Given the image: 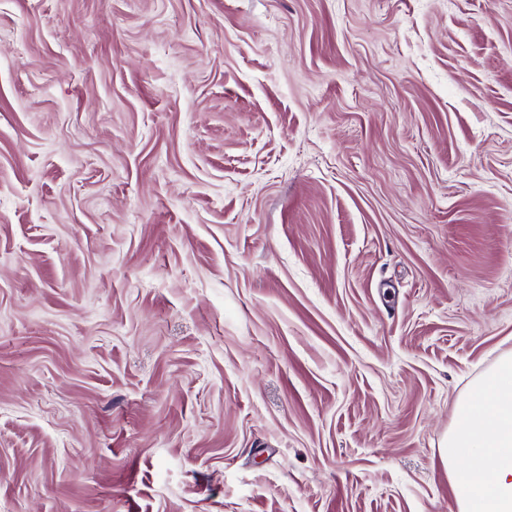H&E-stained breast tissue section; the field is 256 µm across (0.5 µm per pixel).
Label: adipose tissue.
<instances>
[{
  "mask_svg": "<svg viewBox=\"0 0 512 512\" xmlns=\"http://www.w3.org/2000/svg\"><path fill=\"white\" fill-rule=\"evenodd\" d=\"M441 454L460 512H512V356L457 402Z\"/></svg>",
  "mask_w": 512,
  "mask_h": 512,
  "instance_id": "obj_1",
  "label": "adipose tissue"
}]
</instances>
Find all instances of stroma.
Masks as SVG:
<instances>
[{
  "instance_id": "1",
  "label": "stroma",
  "mask_w": 512,
  "mask_h": 512,
  "mask_svg": "<svg viewBox=\"0 0 512 512\" xmlns=\"http://www.w3.org/2000/svg\"><path fill=\"white\" fill-rule=\"evenodd\" d=\"M512 355V0H0V512H459ZM442 444L460 512H512V355L455 408Z\"/></svg>"
}]
</instances>
